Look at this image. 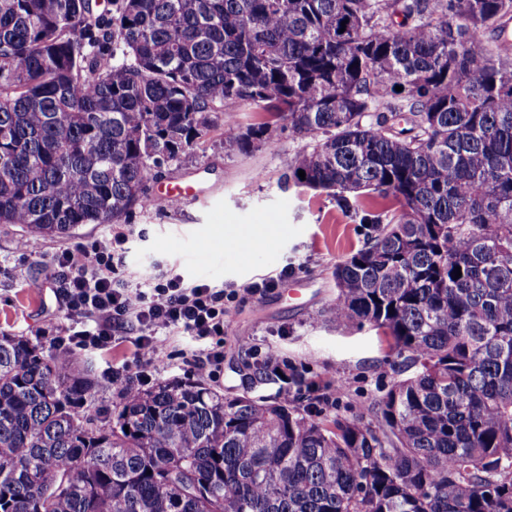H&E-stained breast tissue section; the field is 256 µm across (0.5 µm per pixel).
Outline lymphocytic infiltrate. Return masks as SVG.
<instances>
[{
    "mask_svg": "<svg viewBox=\"0 0 512 512\" xmlns=\"http://www.w3.org/2000/svg\"><path fill=\"white\" fill-rule=\"evenodd\" d=\"M126 241L118 232L94 248L77 245L55 257L62 274L58 298L73 318L65 329L70 343L79 349H103L131 323L139 330L136 356L141 364L153 367L169 333L181 330L209 340L198 358V369L214 375L224 361L216 338L223 335L232 316V303L239 295L256 296L276 287V278L262 279L241 293L207 283L187 284L176 275L133 284L118 276Z\"/></svg>",
    "mask_w": 512,
    "mask_h": 512,
    "instance_id": "obj_1",
    "label": "lymphocytic infiltrate"
}]
</instances>
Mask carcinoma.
I'll return each mask as SVG.
<instances>
[{"label": "carcinoma", "instance_id": "cac0c4a2", "mask_svg": "<svg viewBox=\"0 0 512 512\" xmlns=\"http://www.w3.org/2000/svg\"><path fill=\"white\" fill-rule=\"evenodd\" d=\"M511 22L512 0H0V224H120L215 125L226 155L287 132L288 182L369 226L327 319L415 369L369 420L311 408L292 365L291 400L164 379L104 415L89 364L0 332V512H512Z\"/></svg>", "mask_w": 512, "mask_h": 512}]
</instances>
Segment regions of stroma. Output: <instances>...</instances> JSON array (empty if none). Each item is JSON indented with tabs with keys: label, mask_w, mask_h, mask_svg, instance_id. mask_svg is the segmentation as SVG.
I'll use <instances>...</instances> for the list:
<instances>
[{
	"label": "stroma",
	"mask_w": 512,
	"mask_h": 512,
	"mask_svg": "<svg viewBox=\"0 0 512 512\" xmlns=\"http://www.w3.org/2000/svg\"><path fill=\"white\" fill-rule=\"evenodd\" d=\"M227 132L221 125L212 129L189 157L163 167L150 181V193L177 185L201 193L202 199L174 208L154 201L135 208L115 228L129 237L119 275L134 282L178 274L188 282L238 289L266 275L278 273L282 279L276 288L236 303L220 338L224 363L216 376L200 378L199 343L180 332L166 338L152 380L200 378L229 395L286 398L288 387L277 380L247 386L243 374L257 346L279 364L304 367L341 387V411L369 412L398 378L386 344L371 327L340 329L321 315L335 294L332 267L363 246L365 226L339 211L326 193L285 182L288 162L303 140L286 134L276 149L228 156L222 145ZM110 229L87 224L68 236H38L35 253L23 255L17 244L26 239L25 229L0 224V331L54 351L70 318L55 296L59 272L51 258L67 247L92 246ZM243 229L258 240L255 253L244 258L228 250L233 235ZM78 356L93 368L105 413L112 409L113 371L135 380L142 373L128 341L108 350H82Z\"/></svg>",
	"instance_id": "stroma-1"
}]
</instances>
